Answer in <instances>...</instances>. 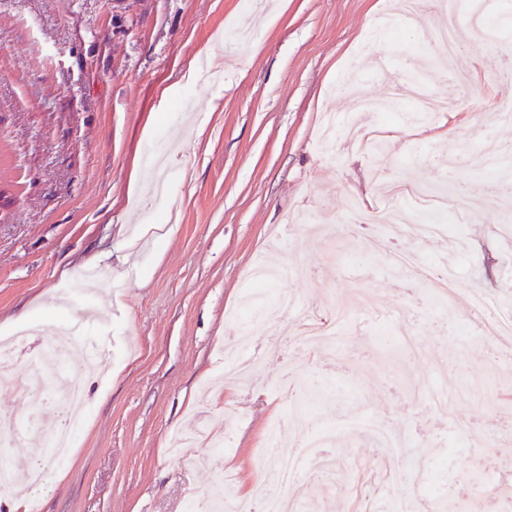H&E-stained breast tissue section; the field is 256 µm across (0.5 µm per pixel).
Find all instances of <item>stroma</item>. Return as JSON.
Segmentation results:
<instances>
[{
  "mask_svg": "<svg viewBox=\"0 0 512 512\" xmlns=\"http://www.w3.org/2000/svg\"><path fill=\"white\" fill-rule=\"evenodd\" d=\"M395 2L0 0V337L23 313L30 327L72 325L79 302L93 314L65 356L88 412L67 461L29 446L53 434L64 402L44 414L0 381V407L26 434L0 440V459L45 464L39 512H189L221 472L246 495L281 453H298L327 423L342 430L324 450L322 491L294 483L302 512H349L366 494L377 512L403 501L432 512L472 460H485L487 481L512 475V436L502 430L512 423V361L495 360L468 312L474 294L512 312V233L499 228L512 221V197L475 214L465 192L512 173V159L494 174L478 160L487 147L512 149V122L488 128L482 112L512 95V70H490L491 48L467 38L441 52L436 8L399 39H371ZM411 55L436 60L445 78L431 91L449 112L417 111L406 93L385 119L383 152L341 134L322 150L324 115L339 131L357 121L335 92L346 67L363 94L384 102L377 72L402 69ZM457 73L471 75L470 86ZM160 150L177 162L152 203L138 206L130 181L151 192L148 159ZM381 172L444 187L443 233L423 235L417 218L395 241L378 224L348 235L346 196L376 205ZM147 224L174 231L156 241L141 236ZM127 236L138 240L132 265L102 263L85 280L90 259L118 253ZM396 249L431 270L450 266L453 307L442 306L437 282L392 269ZM264 257L292 275L265 285L258 313L245 296ZM284 293L319 315L347 305L335 339L312 350L290 338L294 318L276 310ZM401 308L421 360L397 352L389 314ZM241 326L252 334L243 348ZM87 333L109 343L106 370L86 367ZM236 350L254 370L225 377L224 357ZM439 386L453 399L445 415L428 400ZM326 388L333 398L299 427L295 394ZM380 424L446 473L423 492L393 478ZM191 426L223 429V458L203 444L170 451L171 434Z\"/></svg>",
  "mask_w": 512,
  "mask_h": 512,
  "instance_id": "1",
  "label": "stroma"
}]
</instances>
